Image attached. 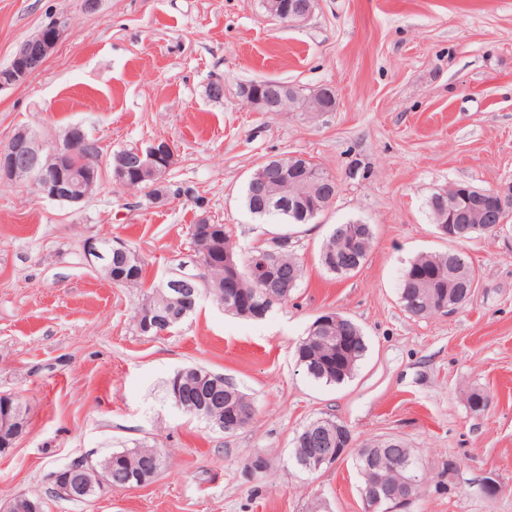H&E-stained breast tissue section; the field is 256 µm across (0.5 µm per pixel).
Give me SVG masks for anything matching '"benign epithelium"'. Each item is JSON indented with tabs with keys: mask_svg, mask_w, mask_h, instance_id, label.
Returning a JSON list of instances; mask_svg holds the SVG:
<instances>
[{
	"mask_svg": "<svg viewBox=\"0 0 512 512\" xmlns=\"http://www.w3.org/2000/svg\"><path fill=\"white\" fill-rule=\"evenodd\" d=\"M317 0H271L270 13L280 22L298 25L313 14ZM65 36V27L43 26L18 44L13 53V65L0 72V90L26 82L45 63L49 55ZM244 99L257 112H330L332 108L320 105L311 99L313 107L297 104L293 86L273 80L253 82L245 89ZM88 140L78 127L70 128L62 138L50 144L40 143L37 135L27 128L18 130L10 140L0 146V182L13 183L25 176L38 185L40 194L53 201L79 204L99 190L104 183V171L97 162L85 156ZM174 163V153L165 141L154 140L145 147H135L128 154L117 157L112 172V183L126 184L125 172L133 170L144 178H153L161 169ZM275 167L286 179L304 182L308 179L307 165L299 157L278 158ZM497 199L498 216L495 224L500 226L512 216V183L491 190ZM484 192L468 185L450 184L448 193L438 201V209L448 213L454 220L470 212L475 214L482 208ZM83 253L92 267H97L104 257L101 239L89 238L84 243ZM167 292L174 302L195 305L201 295L196 282L167 280ZM22 404L17 397L0 395V435L6 444H12L20 435L23 426ZM350 448H314L307 461V470L315 472L348 455ZM366 512H378L388 505L404 508L414 495L412 488L399 483L371 481L362 493Z\"/></svg>",
	"mask_w": 512,
	"mask_h": 512,
	"instance_id": "benign-epithelium-1",
	"label": "benign epithelium"
}]
</instances>
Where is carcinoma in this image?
Returning a JSON list of instances; mask_svg holds the SVG:
<instances>
[{
  "mask_svg": "<svg viewBox=\"0 0 512 512\" xmlns=\"http://www.w3.org/2000/svg\"><path fill=\"white\" fill-rule=\"evenodd\" d=\"M314 193L307 198L304 208L296 206L284 210H270L264 205L259 190L248 181L244 188V205L248 212L264 224H282L294 226L309 224L315 217H303V213L315 206L322 205L332 192L336 191V178L319 165L306 160ZM128 189L137 190L153 201L164 195L162 177L146 179L141 182H130ZM347 226L355 229L353 249L358 256V264H363L371 248L373 240L372 227L360 222H349ZM450 241H461L475 233L493 231L489 224H452ZM191 237L198 257V263L206 270L205 282L200 288L211 290L213 298L224 305V309L237 316L247 311L266 306L273 308L288 301L292 289L289 282H299L302 276V265L295 257L289 238L281 235L273 238L268 245L254 247L243 251L232 241L230 230L223 224H194L191 226ZM105 258L102 263V274L113 284L126 288L144 287L145 261L137 251L130 253L125 259L114 254L110 249L111 240L103 239ZM348 246L347 239L331 232L324 242L319 261L330 274L342 278L351 271L341 272L329 266L326 257L332 252ZM263 251H270L277 258V265L282 270L274 274L278 284L276 288L263 289L251 276L248 268L253 264V257ZM456 254L462 260L461 270L448 276V255ZM476 278L475 269L465 261L464 255L456 249L435 254H421L412 259L404 271L399 285V299L404 310L415 318H426L440 312V302L449 305H463L469 294L466 285ZM153 307V312L169 318L170 326L174 327L187 318L191 311L181 313L175 310L173 302L161 301V292L155 288L145 294L141 306L135 313V323L142 333L148 331L144 325L145 308ZM155 333V330L148 331ZM367 351L366 341L360 328L349 318H344V325L338 329L331 328L322 336H306L295 349V357L305 374L321 383L340 385L352 377L360 361ZM220 381L223 404L214 406L215 411L224 417L237 413L243 407H254L251 399L226 381L225 378L203 367L187 366L184 375L170 379L167 394L180 390L187 414L200 420H208V414L200 410L204 400L211 397L210 384ZM309 425H303L293 439V457L296 463L306 460L311 443L308 435ZM414 455L413 449L399 441L391 446L388 454L379 457L376 469L370 471L366 467L365 457L356 456L355 465L361 476L362 484H367L369 476H378L388 482L416 481V492H421L425 485V469L417 461L410 466L402 467L397 463L401 457ZM166 465V456L161 450L142 446L133 450L115 451L99 461L97 470L106 469L114 487L136 485L144 478L151 481ZM75 477L85 483L84 500L90 501L100 493V488L91 471L79 470Z\"/></svg>",
  "mask_w": 512,
  "mask_h": 512,
  "instance_id": "obj_1",
  "label": "carcinoma"
}]
</instances>
